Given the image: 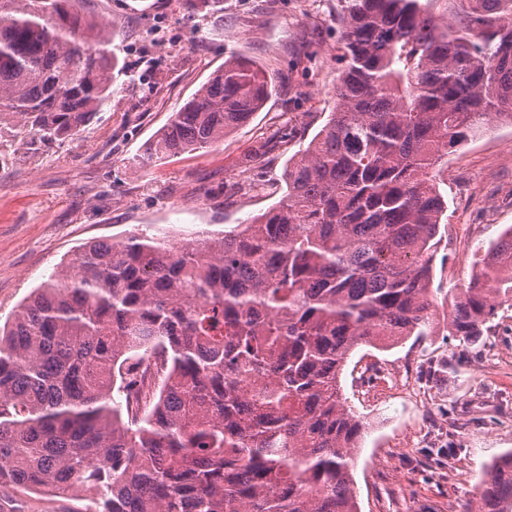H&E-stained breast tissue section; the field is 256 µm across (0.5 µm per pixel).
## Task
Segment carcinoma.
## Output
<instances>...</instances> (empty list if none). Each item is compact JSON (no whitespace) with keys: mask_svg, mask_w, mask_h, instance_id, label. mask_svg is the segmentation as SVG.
<instances>
[{"mask_svg":"<svg viewBox=\"0 0 512 512\" xmlns=\"http://www.w3.org/2000/svg\"><path fill=\"white\" fill-rule=\"evenodd\" d=\"M223 0H184L191 16ZM84 0H0V147L78 135L112 98L113 33ZM336 107L244 224L84 245L0 327V487L84 512H358L365 424L340 375L422 335L445 158L512 125V0H341ZM265 71L224 59L133 161L204 151L260 111ZM512 228L454 289L448 333L512 309ZM477 512H512V451Z\"/></svg>","mask_w":512,"mask_h":512,"instance_id":"1","label":"carcinoma"}]
</instances>
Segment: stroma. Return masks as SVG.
Returning a JSON list of instances; mask_svg holds the SVG:
<instances>
[{
  "mask_svg": "<svg viewBox=\"0 0 512 512\" xmlns=\"http://www.w3.org/2000/svg\"><path fill=\"white\" fill-rule=\"evenodd\" d=\"M113 26L123 64L112 99L75 139L0 151V325L83 245L134 230L180 241L247 222L279 201L285 164L335 106L339 0H224L187 19L182 0H86ZM261 63L276 91L208 150L148 168L132 158L230 53ZM512 126L449 154L448 209L423 335L357 348L342 391L366 424L354 479L360 512H472L488 467L512 450V310L480 343L448 333V291L512 226ZM9 512H83L80 497L0 489Z\"/></svg>",
  "mask_w": 512,
  "mask_h": 512,
  "instance_id": "stroma-1",
  "label": "stroma"
}]
</instances>
